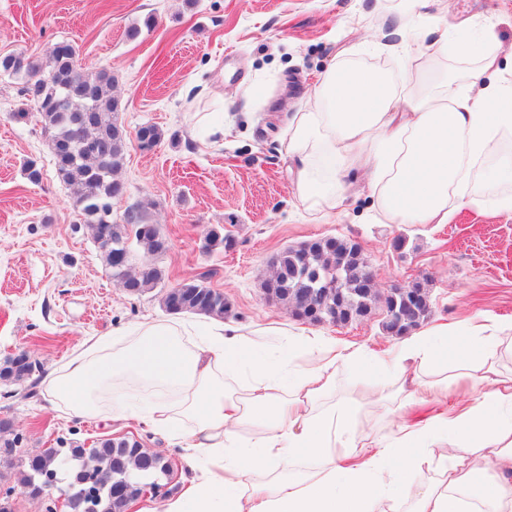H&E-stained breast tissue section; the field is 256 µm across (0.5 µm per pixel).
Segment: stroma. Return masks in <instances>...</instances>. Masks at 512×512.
<instances>
[{
  "instance_id": "1",
  "label": "stroma",
  "mask_w": 512,
  "mask_h": 512,
  "mask_svg": "<svg viewBox=\"0 0 512 512\" xmlns=\"http://www.w3.org/2000/svg\"><path fill=\"white\" fill-rule=\"evenodd\" d=\"M463 20L512 45V0H436L423 15L408 0H0V55L43 59L66 41L84 68L117 77L118 119L132 142L119 173L126 193L112 219L144 206L170 240L169 251L154 259L163 271L156 288L136 296L120 288L57 175L38 114L18 118L20 85L0 72V363L24 348L44 371L35 385L0 381V420L23 437L12 459H0V489L13 488L15 512H44L42 500L15 488L18 458L63 442L90 448L101 438L135 435L170 461L173 497L207 471L137 420L107 412L85 419L53 404L46 391L86 340L169 320L161 294L181 280L200 277L223 292L230 303L225 322L249 331L271 365L297 349L303 333L377 354L398 342L383 331L381 313L345 326L310 325L266 298L272 257L324 236L356 242L379 290L422 284L429 324L461 328L490 313L512 326V212L485 205L512 195V185L474 184L471 203L444 224H379L368 214L370 186L354 181L343 212L327 224L297 207L295 162L279 140L291 115L304 111L317 76L331 67L357 63L396 79L413 64L437 81L458 66L456 55L411 59L397 30L423 32L432 43ZM197 112L223 120V142L203 143L193 128ZM146 124L164 133L149 150L133 142ZM29 159L42 172L39 183L23 173ZM212 227L233 238V249H205ZM390 384L387 374L337 369V398L366 391L356 428H391L395 415L379 398Z\"/></svg>"
}]
</instances>
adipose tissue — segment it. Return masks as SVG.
I'll list each match as a JSON object with an SVG mask.
<instances>
[{
    "label": "adipose tissue",
    "instance_id": "adipose-tissue-1",
    "mask_svg": "<svg viewBox=\"0 0 512 512\" xmlns=\"http://www.w3.org/2000/svg\"><path fill=\"white\" fill-rule=\"evenodd\" d=\"M399 35L411 55L456 49L477 64L448 72L430 89L412 68L396 82L369 67L327 70L307 111L280 134L296 163L294 195L304 209L335 214L346 200L343 177L360 172L380 223L444 224L450 204L470 202L474 174L488 157L499 158L497 176L512 174V155L497 153L512 135V62L501 63L492 36L429 44L405 29ZM196 334L200 343L187 344ZM447 336L463 352L443 362L433 341ZM299 348L272 367L253 355L237 325L218 321L200 332L142 323L87 340L48 394L96 417L102 392L119 377L174 390L144 408H112L168 430L175 445L212 463L160 512H512V374L499 368L512 356L511 334L470 322L461 335L440 325L402 342L386 361L395 394H432L463 379L472 380L474 394L424 425L408 420L400 404L399 422L372 436L351 427L354 404L322 405L337 366L359 365L363 352L318 336L303 337ZM239 374L241 388L226 384ZM180 417L193 428L169 431ZM304 456L315 460V471L294 474ZM259 469L274 475L257 480Z\"/></svg>",
    "mask_w": 512,
    "mask_h": 512
}]
</instances>
